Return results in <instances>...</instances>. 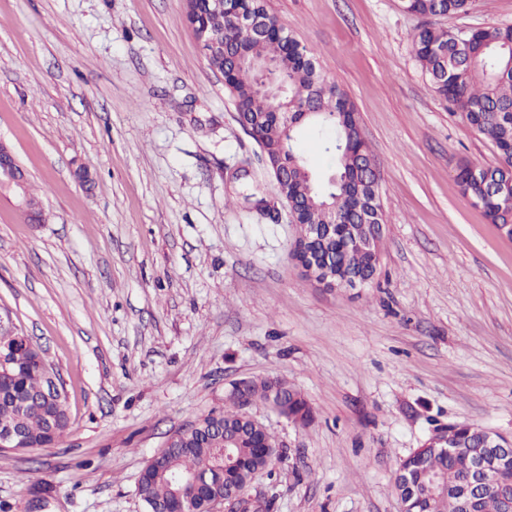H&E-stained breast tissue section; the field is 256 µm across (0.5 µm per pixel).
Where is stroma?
<instances>
[{
    "label": "stroma",
    "mask_w": 512,
    "mask_h": 512,
    "mask_svg": "<svg viewBox=\"0 0 512 512\" xmlns=\"http://www.w3.org/2000/svg\"><path fill=\"white\" fill-rule=\"evenodd\" d=\"M354 103L380 172L373 283L328 290L290 258L296 235L261 150L185 0H0V141L44 223L0 182V326L42 349L70 427L0 450V505L146 512V462L224 405L232 382L281 377L301 427L251 414L285 450L255 493L273 512H400L402 460L466 422L512 436V240L461 194L455 169L498 150L417 61L424 20L400 0H265ZM434 25H512L475 0Z\"/></svg>",
    "instance_id": "35a3bbf8"
}]
</instances>
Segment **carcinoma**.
<instances>
[{
    "label": "carcinoma",
    "instance_id": "1",
    "mask_svg": "<svg viewBox=\"0 0 512 512\" xmlns=\"http://www.w3.org/2000/svg\"><path fill=\"white\" fill-rule=\"evenodd\" d=\"M474 0H401L404 11L421 17H441L467 12ZM195 26H206L224 38V45L253 57L280 61L288 80V92L272 101L255 89V73L234 66L221 55H213L209 66L224 71V85L236 110L251 123L255 137L265 147L269 162L288 164L291 176L286 193L301 201L298 221L322 225L328 212L321 205H336L340 224L361 223L360 213L373 204L367 144L348 95L321 77L313 51L290 37L269 19L267 36L252 39L238 25V18L210 10L207 0H198L188 14ZM415 56L435 91L499 152L493 167L500 181L512 179V25H490L466 34L458 42L451 31L426 24L414 38ZM307 107L314 112L308 122L335 131L328 143L317 140L314 148L334 157L327 175L316 173L297 152L299 128L292 126V112ZM461 194L481 207L490 223L503 232L512 225V203L491 191V183L477 180L470 163L456 170ZM321 257L331 264L358 274L371 272L372 256L348 246L338 231L319 244ZM48 365L30 360L0 374V425L12 424L24 435L22 447L30 450L55 443L66 432L69 415L66 398H39ZM261 402L287 419L307 424L312 411L304 397L280 378L242 380L224 395V408L198 419L184 430L158 463L144 465L138 492L149 512H205L214 496L242 489L259 472L272 473L283 456L279 444L260 422L243 412V407ZM471 449L429 451L402 461L405 481L395 485L402 496L414 494V512H457L454 493L466 480ZM193 472L206 478L191 502L177 500L163 470ZM490 489L481 495L479 512H500V496L512 495V464L492 474ZM273 503L243 496L238 512H272Z\"/></svg>",
    "mask_w": 512,
    "mask_h": 512
}]
</instances>
